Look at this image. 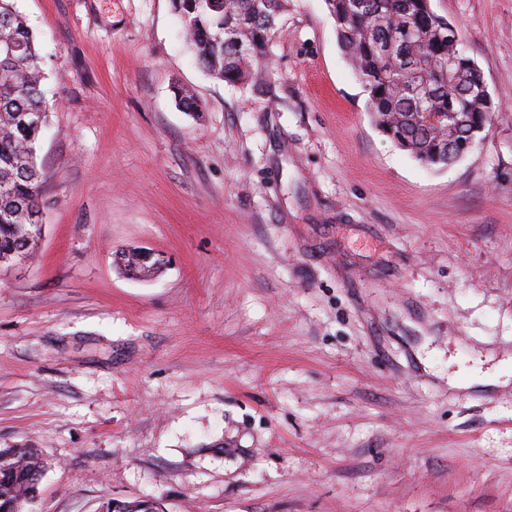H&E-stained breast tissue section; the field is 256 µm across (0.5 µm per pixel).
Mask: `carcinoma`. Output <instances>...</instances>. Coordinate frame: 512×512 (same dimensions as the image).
<instances>
[{
	"label": "carcinoma",
	"mask_w": 512,
	"mask_h": 512,
	"mask_svg": "<svg viewBox=\"0 0 512 512\" xmlns=\"http://www.w3.org/2000/svg\"><path fill=\"white\" fill-rule=\"evenodd\" d=\"M339 44L367 93L379 131L421 164L444 168L473 149L499 107L480 91L459 33L432 0H324ZM288 0H172L188 46L211 77L254 79L268 59ZM36 35L16 6L0 0V265L30 258L41 235L43 173L37 145L47 117ZM117 262L133 279L154 276L163 259L139 247ZM45 469L34 448L0 449V512H24ZM100 512H164L159 501L109 500Z\"/></svg>",
	"instance_id": "carcinoma-1"
}]
</instances>
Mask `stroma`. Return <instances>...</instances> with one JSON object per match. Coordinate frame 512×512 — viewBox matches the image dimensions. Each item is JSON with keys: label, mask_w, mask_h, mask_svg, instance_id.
Returning a JSON list of instances; mask_svg holds the SVG:
<instances>
[{"label": "stroma", "mask_w": 512, "mask_h": 512, "mask_svg": "<svg viewBox=\"0 0 512 512\" xmlns=\"http://www.w3.org/2000/svg\"><path fill=\"white\" fill-rule=\"evenodd\" d=\"M16 5L48 104L42 236L0 266L25 512H512V382L448 384L512 364V0H433L499 106L443 170L375 128L324 0L244 87L171 0ZM129 247L167 264L126 278ZM159 501L146 498L134 501L109 500L103 503L99 512H166Z\"/></svg>", "instance_id": "1"}]
</instances>
